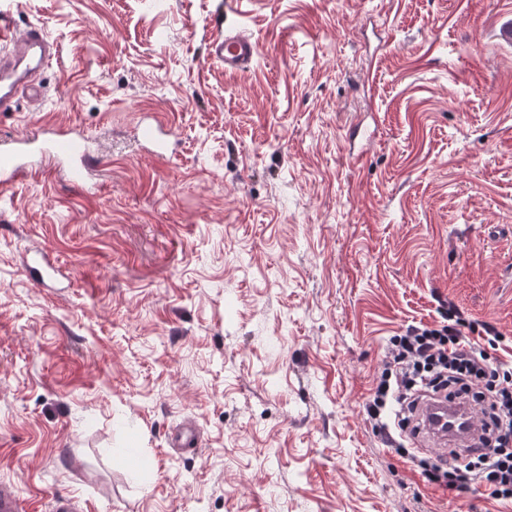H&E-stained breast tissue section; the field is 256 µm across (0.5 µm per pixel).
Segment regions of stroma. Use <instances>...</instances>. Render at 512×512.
I'll use <instances>...</instances> for the list:
<instances>
[{
    "label": "stroma",
    "mask_w": 512,
    "mask_h": 512,
    "mask_svg": "<svg viewBox=\"0 0 512 512\" xmlns=\"http://www.w3.org/2000/svg\"><path fill=\"white\" fill-rule=\"evenodd\" d=\"M58 54L0 139L75 128L86 185L0 187V481L33 512H512L364 411L439 300L512 372V0H0ZM258 44L209 59L218 29ZM172 132L156 157L135 130ZM62 268L38 287L24 259ZM198 448H171L185 420ZM208 56L224 64L225 72L239 71L250 66L258 55L257 42L241 32H224L208 44Z\"/></svg>",
    "instance_id": "35a3bbf8"
}]
</instances>
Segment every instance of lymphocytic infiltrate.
Segmentation results:
<instances>
[{
  "label": "lymphocytic infiltrate",
  "mask_w": 512,
  "mask_h": 512,
  "mask_svg": "<svg viewBox=\"0 0 512 512\" xmlns=\"http://www.w3.org/2000/svg\"><path fill=\"white\" fill-rule=\"evenodd\" d=\"M434 327H414L390 339L386 367L366 412L378 423L386 446H397L396 430L418 419L430 401H459L476 413L481 434L468 453L432 456L420 463L422 476L448 490L476 480L494 498L512 499V379H498L468 324L456 307Z\"/></svg>",
  "instance_id": "obj_1"
}]
</instances>
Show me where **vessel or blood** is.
I'll use <instances>...</instances> for the list:
<instances>
[{
  "label": "vessel or blood",
  "instance_id": "b4317fda",
  "mask_svg": "<svg viewBox=\"0 0 512 512\" xmlns=\"http://www.w3.org/2000/svg\"><path fill=\"white\" fill-rule=\"evenodd\" d=\"M0 44L8 47L7 55L0 57V112L13 111L14 98L24 91L37 95L36 81L20 83L11 73L12 54L18 50L27 51L31 57L52 60L57 46L46 32L37 26L28 27L23 32H15L9 18L0 19ZM212 60L223 63L225 71H239L250 66L258 55L256 41L241 32H225L213 37L207 49ZM145 139L154 147L157 154H164L168 130L156 118H147L142 126ZM43 159L64 166L73 181H85L98 168V157L87 144L69 137L64 131H53L51 136L41 140L5 139L0 141V185L6 186L26 172L34 159ZM30 279L41 286L57 284L60 276L58 268L51 263L46 252L30 251L25 260ZM199 432L193 422L187 421L174 433L173 447L187 451L197 448Z\"/></svg>",
  "mask_w": 512,
  "mask_h": 512
}]
</instances>
